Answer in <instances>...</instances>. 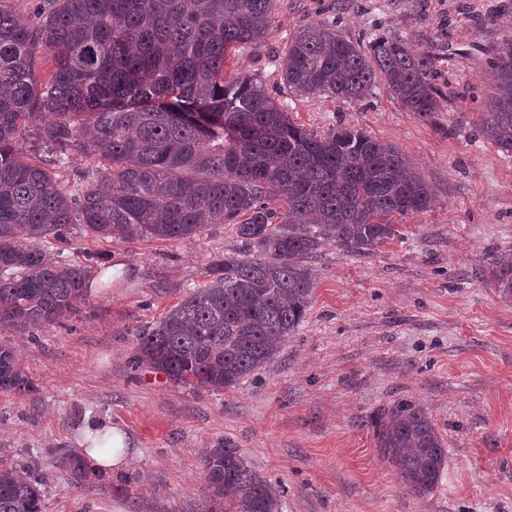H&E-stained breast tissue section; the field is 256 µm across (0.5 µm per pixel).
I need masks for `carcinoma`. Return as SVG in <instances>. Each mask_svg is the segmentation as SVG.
Instances as JSON below:
<instances>
[{
	"label": "carcinoma",
	"mask_w": 512,
	"mask_h": 512,
	"mask_svg": "<svg viewBox=\"0 0 512 512\" xmlns=\"http://www.w3.org/2000/svg\"><path fill=\"white\" fill-rule=\"evenodd\" d=\"M0 0V325L38 331L76 312L96 255L53 263L41 243L77 224L97 239H189L233 226L245 244L214 261L210 279L138 333L136 366L182 387L221 391L265 368L303 321L316 284L307 259L326 244L366 255L396 236V217L432 195L393 144L348 128L318 135L291 121L287 96L360 101L381 78L421 118L438 110L437 57L398 38L367 44L336 23L299 28L276 95L256 73H224L230 52L268 35L274 0H40L19 16ZM51 54L46 79L37 55ZM493 94L479 131L512 154V39L491 46ZM47 162L24 149L34 123ZM75 151L97 179L71 191L47 164ZM512 298V253L491 272ZM35 389L0 343V392ZM377 447L408 491L425 495L448 449L420 406L399 402ZM77 484L96 475L78 448H57ZM224 512H278L281 486L224 442L203 458ZM37 463L0 465V512H43Z\"/></svg>",
	"instance_id": "carcinoma-1"
}]
</instances>
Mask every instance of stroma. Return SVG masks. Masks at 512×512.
I'll use <instances>...</instances> for the list:
<instances>
[{
  "mask_svg": "<svg viewBox=\"0 0 512 512\" xmlns=\"http://www.w3.org/2000/svg\"><path fill=\"white\" fill-rule=\"evenodd\" d=\"M324 20L356 40L391 35L437 55L443 97L425 120L381 80L359 102L287 99L308 130L358 129L399 146L430 208L372 254L330 244L314 254V297L293 337L220 392L132 363L137 333L241 249L231 225L127 242L73 229L64 257L97 256L76 315L35 337L0 326L36 385L0 392V461H38L43 512H220L202 453L225 441L281 485L280 512H512V300L489 276L494 257L512 250V154L478 131L483 50L512 38V0H275L270 34L237 50L227 72L260 73L275 91L289 39ZM400 401L426 409L448 450L422 497L376 444L377 416ZM111 428L136 452L128 468L74 484L54 449L85 447L92 430Z\"/></svg>",
  "mask_w": 512,
  "mask_h": 512,
  "instance_id": "1",
  "label": "stroma"
}]
</instances>
